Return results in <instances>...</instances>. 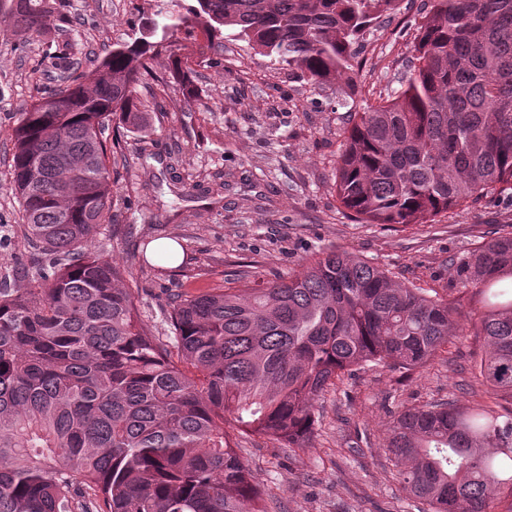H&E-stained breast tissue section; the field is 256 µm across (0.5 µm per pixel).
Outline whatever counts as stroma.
I'll list each match as a JSON object with an SVG mask.
<instances>
[{"instance_id":"stroma-1","label":"stroma","mask_w":512,"mask_h":512,"mask_svg":"<svg viewBox=\"0 0 512 512\" xmlns=\"http://www.w3.org/2000/svg\"><path fill=\"white\" fill-rule=\"evenodd\" d=\"M194 3L59 0L49 21L59 36L49 42L15 36L2 21L9 0H0V181L8 179V131L47 85L56 55L70 52L90 70L93 56L140 37L159 13ZM421 3L401 0L364 42L358 106L399 88L403 65L414 55ZM223 44L204 51L197 40H179L140 77L150 84L170 78L174 57L189 59L197 65L198 102L184 105L171 91L145 129L115 122L106 132L119 145L113 227L102 231L97 246L131 271L141 318L156 335L168 333L169 295L285 279L329 246L388 269L399 281L440 289L452 287L455 265L479 243L512 233V196L497 192L430 224L358 223L335 191L349 116L339 83L317 86L291 75L233 31H225ZM17 220L16 199L0 190V278L21 288L32 270L17 247ZM160 240L182 246L179 266L149 257L148 245ZM473 312V303L463 300L461 335L421 369L403 374L370 365L328 389L307 448L287 454L272 440L243 441L240 454L259 477L268 512H407L386 452L395 414L438 400L512 405L474 373L480 342L468 334Z\"/></svg>"}]
</instances>
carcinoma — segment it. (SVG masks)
<instances>
[{
	"instance_id": "cac0c4a2",
	"label": "carcinoma",
	"mask_w": 512,
	"mask_h": 512,
	"mask_svg": "<svg viewBox=\"0 0 512 512\" xmlns=\"http://www.w3.org/2000/svg\"><path fill=\"white\" fill-rule=\"evenodd\" d=\"M398 0H197L154 24L160 39L120 45L94 79L59 62L68 112L40 100L11 128L5 188L15 197L27 288L0 281V512H268L241 439L306 447L316 404L369 364L423 367L459 334L457 300L404 284L329 248L286 281L177 293L170 335L143 326L128 270L95 239L109 224L118 119L133 127L168 84L136 89L160 42L230 28L307 81L343 79L353 98L357 48ZM58 0H11L14 33L55 41ZM400 89L350 115L336 195L362 224H427L496 191L512 192V0H425ZM172 78L196 100L191 69ZM81 161L66 193L58 174ZM512 234L492 236L455 267L480 304L476 368L512 397ZM231 429H226V425ZM387 451L418 512H512V409L437 402L401 412Z\"/></svg>"
}]
</instances>
